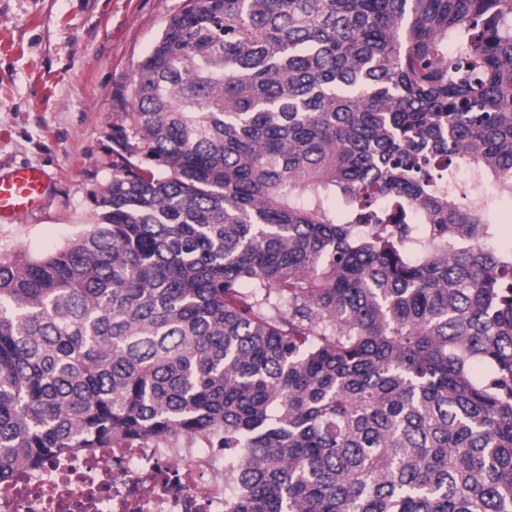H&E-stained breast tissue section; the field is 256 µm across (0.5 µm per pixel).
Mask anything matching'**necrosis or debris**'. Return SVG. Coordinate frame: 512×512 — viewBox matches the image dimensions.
<instances>
[{
  "instance_id": "obj_1",
  "label": "necrosis or debris",
  "mask_w": 512,
  "mask_h": 512,
  "mask_svg": "<svg viewBox=\"0 0 512 512\" xmlns=\"http://www.w3.org/2000/svg\"><path fill=\"white\" fill-rule=\"evenodd\" d=\"M234 487L210 435L47 459L0 484V512H224Z\"/></svg>"
}]
</instances>
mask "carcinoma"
<instances>
[{
    "label": "carcinoma",
    "mask_w": 512,
    "mask_h": 512,
    "mask_svg": "<svg viewBox=\"0 0 512 512\" xmlns=\"http://www.w3.org/2000/svg\"><path fill=\"white\" fill-rule=\"evenodd\" d=\"M454 46L448 52V45ZM91 228L0 259V482L217 434L224 512H512V0H190ZM491 216L500 229V245L503 247L512 246V201L510 198L503 197L499 199Z\"/></svg>",
    "instance_id": "carcinoma-1"
}]
</instances>
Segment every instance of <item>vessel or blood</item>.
<instances>
[{"label": "vessel or blood", "instance_id": "vessel-or-blood-1", "mask_svg": "<svg viewBox=\"0 0 512 512\" xmlns=\"http://www.w3.org/2000/svg\"><path fill=\"white\" fill-rule=\"evenodd\" d=\"M50 190V178L41 166L25 164L0 171V223L16 222L39 209Z\"/></svg>", "mask_w": 512, "mask_h": 512}]
</instances>
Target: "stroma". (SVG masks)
Listing matches in <instances>:
<instances>
[{
	"instance_id": "obj_1",
	"label": "stroma",
	"mask_w": 512,
	"mask_h": 512,
	"mask_svg": "<svg viewBox=\"0 0 512 512\" xmlns=\"http://www.w3.org/2000/svg\"><path fill=\"white\" fill-rule=\"evenodd\" d=\"M188 0H0V169L42 166V208L0 224V257H38L88 229L112 179L118 94Z\"/></svg>"
}]
</instances>
